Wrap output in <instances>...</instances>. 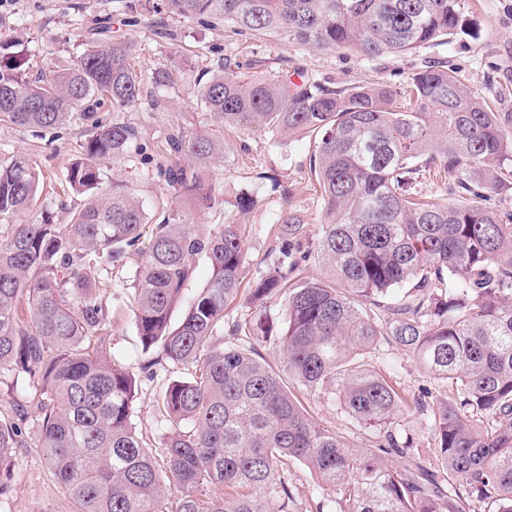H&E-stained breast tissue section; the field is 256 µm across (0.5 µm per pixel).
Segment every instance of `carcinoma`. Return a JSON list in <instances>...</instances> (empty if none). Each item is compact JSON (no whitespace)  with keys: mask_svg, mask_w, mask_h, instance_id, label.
Segmentation results:
<instances>
[{"mask_svg":"<svg viewBox=\"0 0 512 512\" xmlns=\"http://www.w3.org/2000/svg\"><path fill=\"white\" fill-rule=\"evenodd\" d=\"M114 2L123 21L138 22L142 0ZM155 12L367 57L466 32L464 0H158ZM134 58L128 42L92 38L52 78L31 80L27 57L0 43V125L58 130L75 112L91 122L65 175L87 202L66 224L47 211L14 223L33 210L40 177L24 155L0 162V378L21 374L31 389L27 404L0 418V467L26 445L32 412L35 445L79 512H291L292 461L335 495L336 512H466L473 500L512 512V213L485 204L512 179V114L493 111L440 61L399 90H336L245 77L224 59L199 90L217 123L320 135L310 172L324 203L316 254L330 276L291 289L275 367L240 336L270 341L274 326L258 303L288 287L296 262L254 282L253 315L224 336V311L242 293L240 225L204 234L173 217L157 226L135 279V325L143 351L186 370L162 397L171 430L158 462L134 423L150 365L112 362L100 334L107 310L93 293L97 264L120 260L146 221L133 194L100 191L99 163L138 149L135 126L97 117L106 105L121 111L148 99ZM165 142L166 185L212 207L204 172L226 145L180 129ZM430 170L456 179V201L418 197L416 179ZM280 231L298 240L302 220L291 215ZM200 260L209 280L174 326ZM408 285L413 302H390ZM371 305L389 312L393 340L448 385V399L410 403L368 367L381 336ZM295 388L337 397L350 419L383 427L384 438L376 448L349 444L311 420ZM412 405L432 422L433 469L393 431Z\"/></svg>","mask_w":512,"mask_h":512,"instance_id":"cac0c4a2","label":"carcinoma"}]
</instances>
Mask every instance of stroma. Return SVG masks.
<instances>
[{
  "label": "stroma",
  "mask_w": 512,
  "mask_h": 512,
  "mask_svg": "<svg viewBox=\"0 0 512 512\" xmlns=\"http://www.w3.org/2000/svg\"><path fill=\"white\" fill-rule=\"evenodd\" d=\"M469 20L467 33L439 44L424 45L404 56L367 58L352 50H320L287 41H262L241 34L230 26L209 28L190 22L167 20L169 37L155 33L158 20L147 13L140 23L126 25L112 20V0H0V42H12L24 33L22 49L31 72L67 65L81 52L93 29L111 22L115 38L137 48L135 63L143 74L161 69L175 72V88L157 90V106L135 110H104L105 121L123 120L135 125L149 146H160L172 127L204 129L223 140L230 152L225 162L214 166L208 181L216 198L213 208L200 210L191 201L175 196L152 164L139 159L101 162L103 191L121 185L141 199L147 222L135 246L126 249L114 263L103 264L95 295L108 310L105 333L115 362L135 367L145 359L131 308L134 281L149 246L152 232L164 216L177 213L200 231L208 233L224 224L242 227L247 252L245 279L252 282L266 274L280 257L279 228L291 215L305 225L303 250L315 251L320 235L323 203L314 189L310 157L318 140L302 132L280 137L259 129L232 132L212 120L201 105L197 91L221 55H230L242 75H262L270 80L289 77L294 82L311 80L330 87L385 85L399 88L428 62L443 59L454 67L468 89L480 93L496 111L512 113V0H464ZM90 124L73 115L56 138L40 139L31 132L0 126V159L15 154L28 156L42 170L50 188L37 201L48 209L56 223L68 221L71 211L82 206L85 196L62 190L67 167L81 155ZM251 193L254 204L242 211L236 206L240 193ZM372 366L390 377L406 396L447 398V386L433 378L391 336H382L371 359ZM181 375L180 369L163 363L152 376L143 378L135 402V423L155 455L163 453L167 431L158 404L167 385ZM309 414L321 426L344 435L366 448L375 447L379 429L351 420L333 398L303 397ZM413 441V453L423 465L437 463L436 440L430 419L411 409L396 427ZM10 490L0 496V512H77L34 445L17 449L9 467ZM289 479L296 488L294 512H316L327 503L323 490L301 463L290 467Z\"/></svg>",
  "instance_id": "1"
}]
</instances>
